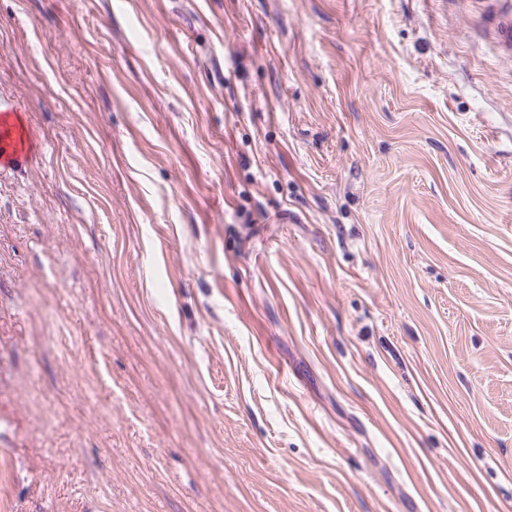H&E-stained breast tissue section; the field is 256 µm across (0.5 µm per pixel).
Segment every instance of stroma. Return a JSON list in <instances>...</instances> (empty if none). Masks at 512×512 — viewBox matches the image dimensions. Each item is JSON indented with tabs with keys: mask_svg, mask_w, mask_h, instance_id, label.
<instances>
[{
	"mask_svg": "<svg viewBox=\"0 0 512 512\" xmlns=\"http://www.w3.org/2000/svg\"><path fill=\"white\" fill-rule=\"evenodd\" d=\"M491 0H0V512H512ZM0 133V169L21 168L38 150L24 113L12 105L0 104Z\"/></svg>",
	"mask_w": 512,
	"mask_h": 512,
	"instance_id": "1",
	"label": "stroma"
}]
</instances>
